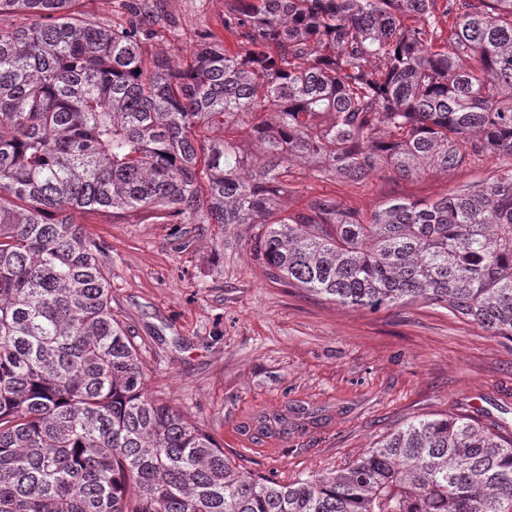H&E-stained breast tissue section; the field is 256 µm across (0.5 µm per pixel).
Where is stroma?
Returning <instances> with one entry per match:
<instances>
[{
	"label": "stroma",
	"instance_id": "1",
	"mask_svg": "<svg viewBox=\"0 0 512 512\" xmlns=\"http://www.w3.org/2000/svg\"><path fill=\"white\" fill-rule=\"evenodd\" d=\"M161 37L149 54L189 57L221 35L224 0H149ZM488 157L448 172L353 183L305 176L283 202L330 197L361 213L433 200L497 175ZM105 249L112 312L140 346L147 392L209 433L241 471L288 484L341 468L398 427L447 415L498 424L512 440V340L436 305L376 313L273 282L246 227L162 224L143 212H88Z\"/></svg>",
	"mask_w": 512,
	"mask_h": 512
}]
</instances>
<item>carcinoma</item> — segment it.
I'll return each instance as SVG.
<instances>
[{
	"label": "carcinoma",
	"mask_w": 512,
	"mask_h": 512,
	"mask_svg": "<svg viewBox=\"0 0 512 512\" xmlns=\"http://www.w3.org/2000/svg\"><path fill=\"white\" fill-rule=\"evenodd\" d=\"M0 0V512H512V442L464 417L406 424L293 484L244 473L145 393L79 213L243 224L270 278L371 312L427 303L512 338V0H226L191 63L145 61L134 11ZM448 19V28L440 25ZM248 133L207 137L217 124ZM501 172L361 217L290 214L295 167L359 181ZM142 0H80L76 8L87 17L101 22H124L129 16L123 3H140Z\"/></svg>",
	"instance_id": "carcinoma-1"
}]
</instances>
